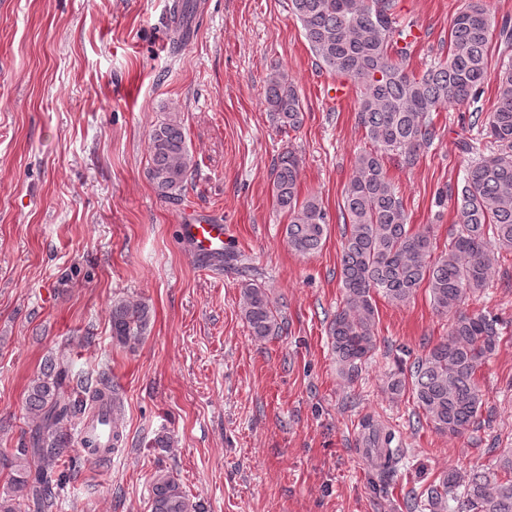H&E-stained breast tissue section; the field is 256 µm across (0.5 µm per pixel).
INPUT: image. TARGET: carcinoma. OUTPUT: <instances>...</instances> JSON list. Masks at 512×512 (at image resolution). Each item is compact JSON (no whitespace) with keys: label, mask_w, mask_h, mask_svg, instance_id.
I'll return each instance as SVG.
<instances>
[{"label":"carcinoma","mask_w":512,"mask_h":512,"mask_svg":"<svg viewBox=\"0 0 512 512\" xmlns=\"http://www.w3.org/2000/svg\"><path fill=\"white\" fill-rule=\"evenodd\" d=\"M397 0H290L317 65L349 80L357 90L358 121L370 149L358 153L340 207L345 226L341 278L343 305L329 325V340L338 371L354 382L362 364L376 348V300L395 305L427 288L435 310L452 315L448 337L416 358L407 369L389 374L387 391L411 392L416 406L433 428L460 436L479 422L483 400L475 375L497 351L503 326L495 316L462 310L466 299L484 290L501 251H512V22L496 23L485 0H473L451 22L446 58L420 73L410 70L412 42L396 26ZM194 15L192 0H174L171 20L176 36L172 48L186 45ZM507 61L499 69L497 102L485 121L474 120L477 137H462L465 152L475 158L460 183L450 190L456 203V224L445 250L437 254L430 231L407 224L403 200L388 175L386 162L414 166L438 138L431 113L449 104L480 101L488 74L492 39ZM266 110L281 133L298 131L305 112L288 75L272 73L265 86ZM488 139L489 154L475 145ZM147 178L159 198L181 200L194 161L180 117L168 113L154 125L148 143ZM275 206L288 216L289 247L307 256L326 242L330 218L322 201L299 198L300 160L294 151L281 152L273 172ZM241 313L257 340L278 336L285 322L267 289L252 282L242 288ZM144 302L112 301V339L135 349L150 325ZM71 368L62 355L47 362L32 380L27 409L36 419L29 436L11 455L12 490L0 493V512H52L55 489L65 484L78 458L70 455L74 421L91 410L112 406V440H123L117 420L120 398L109 378L99 376L82 389L84 396H66ZM362 444L375 458L382 477L393 474L401 449L391 447L394 434L362 422ZM512 512V452L499 455L493 468H478L466 479L450 471L422 487L407 501L409 512ZM150 512H204L191 502L172 473L158 471L152 485Z\"/></svg>","instance_id":"1"}]
</instances>
